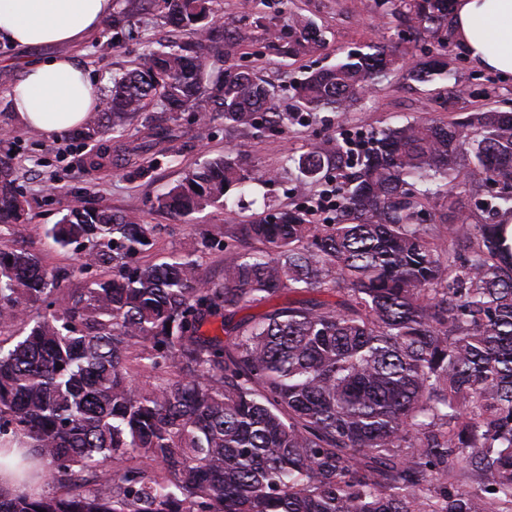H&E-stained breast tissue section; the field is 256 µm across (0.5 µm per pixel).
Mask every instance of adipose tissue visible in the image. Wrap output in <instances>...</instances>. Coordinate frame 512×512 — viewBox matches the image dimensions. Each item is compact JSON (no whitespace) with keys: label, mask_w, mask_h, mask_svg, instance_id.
I'll return each mask as SVG.
<instances>
[{"label":"adipose tissue","mask_w":512,"mask_h":512,"mask_svg":"<svg viewBox=\"0 0 512 512\" xmlns=\"http://www.w3.org/2000/svg\"><path fill=\"white\" fill-rule=\"evenodd\" d=\"M113 0H0V40L23 46L81 41ZM456 41L479 68L512 79V0H455ZM9 96L18 121L47 135L85 123L100 101L77 58L59 54L23 69Z\"/></svg>","instance_id":"1"}]
</instances>
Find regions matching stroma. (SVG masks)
Instances as JSON below:
<instances>
[{
	"mask_svg": "<svg viewBox=\"0 0 512 512\" xmlns=\"http://www.w3.org/2000/svg\"><path fill=\"white\" fill-rule=\"evenodd\" d=\"M211 8L216 27L237 43L231 66L252 69L258 78L271 83L275 88L272 104L281 112L292 109L293 87L304 73L331 66L368 44L388 45L407 59L418 55L420 48L436 45L432 37L417 40L402 32L394 18L380 14L374 0H294L293 10L312 21L322 34L321 46L301 56L287 51L288 19L280 13L278 0H213ZM182 39L156 8L143 14L132 31L104 20L97 31L67 46L66 51L85 63L95 92L103 97L113 71L129 68L144 53ZM56 53L53 47H19L0 41V155L13 154L16 176L29 202L26 221L0 231V249L35 253L48 268L65 271V286L74 291L90 287L105 272L85 267V245L61 248L46 235L73 201L139 214L144 223L156 227L140 255L141 262L159 263L173 255L189 254L206 280L217 281L229 252L202 247L203 237L230 241L239 225L265 215L266 204L288 209L302 203V196L294 190L295 174L285 168L288 156L326 145L339 136L367 138L413 117L445 123L484 108L512 112V81L473 66L453 43L445 51L452 80L421 82L402 68L376 83L350 112H302L280 131L261 124L243 128L223 117H201L190 110L170 122L169 136L155 143L136 164L93 169L85 164L86 155L101 147L113 149V142L86 143L70 129L47 136L22 127L12 110L8 91L23 68ZM453 80L469 86L471 95L449 102L448 87ZM243 140L249 149L240 159L242 166L277 172V179L253 185L244 203L230 211L209 207L184 218L152 209L155 197L190 170L227 154Z\"/></svg>",
	"mask_w": 512,
	"mask_h": 512,
	"instance_id": "1",
	"label": "stroma"
}]
</instances>
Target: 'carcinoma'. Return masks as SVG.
Instances as JSON below:
<instances>
[{"label": "carcinoma", "instance_id": "carcinoma-1", "mask_svg": "<svg viewBox=\"0 0 512 512\" xmlns=\"http://www.w3.org/2000/svg\"><path fill=\"white\" fill-rule=\"evenodd\" d=\"M193 40L143 55L112 75L104 107L81 129L94 141L144 118L153 135L205 107L240 126L263 112L272 130L291 113L249 71L212 65L235 43L210 24L211 0H160ZM449 0H376L411 35L434 34ZM289 51L319 46L317 28L288 9ZM380 45L313 72L295 111L347 112L363 89L399 66ZM418 81L449 77L419 61ZM157 102L162 112L146 114ZM305 185L336 204L272 209L238 228L262 245L224 262L217 283L174 256L142 264L154 225L130 213L71 205L47 236L88 241L85 266L112 270L84 293L67 274L18 249H0V436L26 452L34 478L46 461L67 476L54 497L0 491V512H512V113L483 109L448 123L414 118L371 136L291 157ZM0 155V227L26 200ZM276 177L230 155L189 172L152 207L188 216L224 205L226 188ZM477 199L473 206L468 197ZM433 200L448 211V240ZM327 292L234 325L226 316L281 291ZM53 311L24 315L21 303ZM221 319L226 338L202 327ZM63 365L59 369L56 364ZM134 369L147 381L135 386ZM162 464L150 471L137 461ZM127 462L104 474L108 462Z\"/></svg>", "mask_w": 512, "mask_h": 512}]
</instances>
